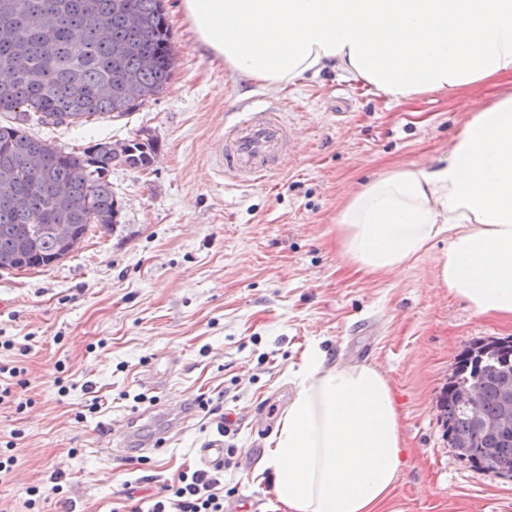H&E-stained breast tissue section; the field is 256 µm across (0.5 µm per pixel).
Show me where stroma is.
Returning a JSON list of instances; mask_svg holds the SVG:
<instances>
[{
	"instance_id": "1",
	"label": "stroma",
	"mask_w": 512,
	"mask_h": 512,
	"mask_svg": "<svg viewBox=\"0 0 512 512\" xmlns=\"http://www.w3.org/2000/svg\"><path fill=\"white\" fill-rule=\"evenodd\" d=\"M178 3L163 0L177 57L161 94L119 120L28 128L65 152L138 134L158 150L147 170L109 172L113 231L90 228L52 266L0 271V336L17 345L0 351V365L25 367L20 395L32 401L22 414L0 405V442L21 433L0 512H26L32 486L44 493L40 512H122L127 488L147 495L178 483L218 439L236 451L224 512H277L270 484L252 475L313 345L328 360L378 367L393 388L407 464L391 512H512V478L460 458L437 406L457 354L512 336V319L474 314L439 281L445 242L399 273L372 276L343 259L336 238L355 189L393 165L433 164L467 108L511 91L512 78L400 105L331 71L281 90L246 84L197 47ZM250 100L284 113L296 133L277 171L239 186L214 173L210 155ZM202 396L221 400L220 415L198 410ZM94 397L101 409L85 413ZM175 404L193 412L167 435L147 413ZM223 415L238 420L225 434ZM127 417L135 438L166 437L148 463L99 452L106 424Z\"/></svg>"
}]
</instances>
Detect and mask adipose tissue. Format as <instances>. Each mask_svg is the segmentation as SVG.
<instances>
[{
	"label": "adipose tissue",
	"mask_w": 512,
	"mask_h": 512,
	"mask_svg": "<svg viewBox=\"0 0 512 512\" xmlns=\"http://www.w3.org/2000/svg\"><path fill=\"white\" fill-rule=\"evenodd\" d=\"M196 44L238 80L333 70L394 102L512 77V0H180ZM336 231L357 270L396 273L447 240L437 275L475 314L512 318V94L463 123L437 164L365 183ZM255 481L284 512H386L405 466L389 380L310 347Z\"/></svg>",
	"instance_id": "adipose-tissue-1"
}]
</instances>
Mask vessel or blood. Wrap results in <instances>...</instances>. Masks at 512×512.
Listing matches in <instances>:
<instances>
[{"label":"vessel or blood","mask_w":512,"mask_h":512,"mask_svg":"<svg viewBox=\"0 0 512 512\" xmlns=\"http://www.w3.org/2000/svg\"><path fill=\"white\" fill-rule=\"evenodd\" d=\"M294 129L279 113L259 104L238 113L235 121L219 137L212 156L215 170L240 184H253L275 171L286 152ZM121 447L105 446L107 457L149 458L153 450L147 444L132 445L130 423L113 428Z\"/></svg>","instance_id":"vessel-or-blood-1"}]
</instances>
